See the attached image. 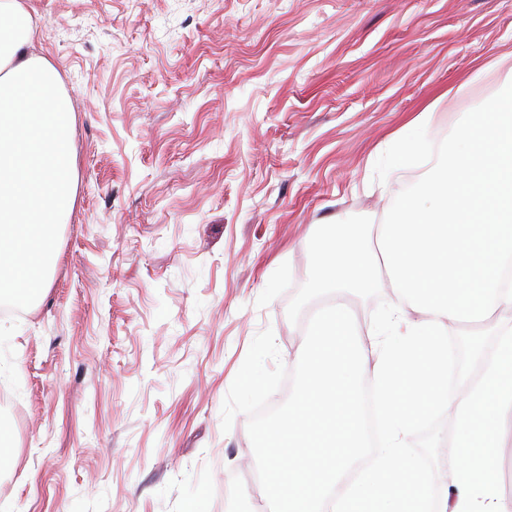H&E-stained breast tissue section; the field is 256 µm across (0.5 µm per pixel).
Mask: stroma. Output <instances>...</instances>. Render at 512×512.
<instances>
[{"mask_svg":"<svg viewBox=\"0 0 512 512\" xmlns=\"http://www.w3.org/2000/svg\"><path fill=\"white\" fill-rule=\"evenodd\" d=\"M74 108L75 202L0 315V512H260L254 336L284 365L313 228L390 208L370 156L512 83V0H32Z\"/></svg>","mask_w":512,"mask_h":512,"instance_id":"1","label":"stroma"}]
</instances>
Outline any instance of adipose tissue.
Returning <instances> with one entry per match:
<instances>
[{"label": "adipose tissue", "mask_w": 512, "mask_h": 512, "mask_svg": "<svg viewBox=\"0 0 512 512\" xmlns=\"http://www.w3.org/2000/svg\"><path fill=\"white\" fill-rule=\"evenodd\" d=\"M41 31L30 0H0V291L48 259L52 229L71 210V99L33 49Z\"/></svg>", "instance_id": "1"}]
</instances>
